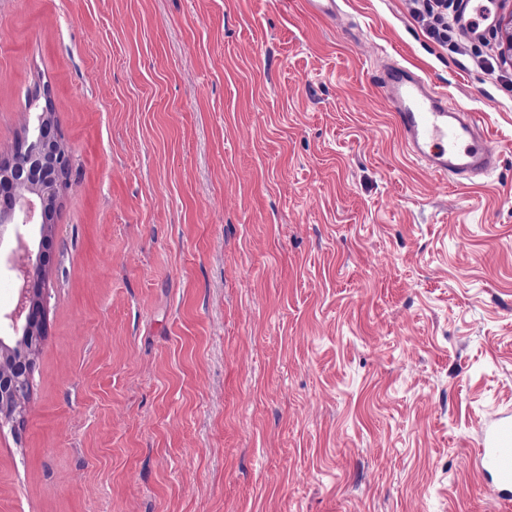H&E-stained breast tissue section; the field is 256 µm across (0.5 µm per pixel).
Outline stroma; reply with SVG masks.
I'll use <instances>...</instances> for the list:
<instances>
[{
	"instance_id": "35a3bbf8",
	"label": "stroma",
	"mask_w": 512,
	"mask_h": 512,
	"mask_svg": "<svg viewBox=\"0 0 512 512\" xmlns=\"http://www.w3.org/2000/svg\"><path fill=\"white\" fill-rule=\"evenodd\" d=\"M410 0H0V159L49 84L71 154L0 512H512V56ZM496 172L404 151L387 55ZM414 15L426 22L427 31L431 38L441 44L453 41L456 22L454 17H448L447 0H413ZM512 420L510 415L496 418L483 429L482 448L478 449V472L483 479L495 481L500 501L512 500Z\"/></svg>"
}]
</instances>
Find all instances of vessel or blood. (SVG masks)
Segmentation results:
<instances>
[{
    "label": "vessel or blood",
    "mask_w": 512,
    "mask_h": 512,
    "mask_svg": "<svg viewBox=\"0 0 512 512\" xmlns=\"http://www.w3.org/2000/svg\"><path fill=\"white\" fill-rule=\"evenodd\" d=\"M492 13L488 5L473 6L463 0L459 24L469 34H478L480 23ZM389 100L402 143L413 159L431 173L459 185L489 176L500 155L490 148L483 128L467 109L449 104L435 93L428 80L392 63L375 75ZM478 472L496 484L500 501L512 500V417L501 416L483 429L478 450Z\"/></svg>",
    "instance_id": "1"
}]
</instances>
